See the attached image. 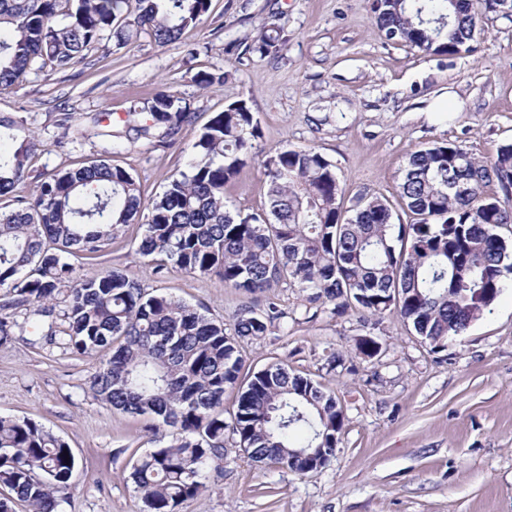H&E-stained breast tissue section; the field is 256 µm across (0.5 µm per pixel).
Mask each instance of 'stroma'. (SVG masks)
Here are the masks:
<instances>
[{
	"mask_svg": "<svg viewBox=\"0 0 512 512\" xmlns=\"http://www.w3.org/2000/svg\"><path fill=\"white\" fill-rule=\"evenodd\" d=\"M271 24L283 27L285 46L245 53ZM480 27L474 53L448 56L387 41L368 0H212L208 17L177 42L160 46L143 36L51 76L31 72L0 93V113L25 118L43 140L32 170L55 171L107 150L102 140L78 137L87 114L108 112L120 125L131 104L155 92L183 99L197 123L183 128L175 146L155 148L142 138L112 158L150 197L185 169L199 125L243 99L259 121L261 154L315 147L335 165L346 199L366 191L395 204L412 151L455 142L485 160L512 142V19L489 13ZM199 72L219 80L199 86ZM450 91L460 110L433 111ZM266 191L255 160L224 197L260 214ZM141 235L139 225H128L100 258L73 265L81 274L131 269L148 290L228 327L245 306L277 302L285 313L280 328L241 342L242 380L284 364L334 394L345 414L342 442L323 468L301 477L256 465L230 445L208 467L205 490L179 512H512V284L442 355L394 313L376 323L355 309L336 315L333 303L307 301L285 284L249 298L216 275L155 274L134 253ZM365 336L380 346L375 357L356 347ZM334 352L344 364L330 371ZM97 365V357L55 345L0 346V416L35 421L71 448L78 467L60 512H143L131 467L168 444L171 429L100 403L88 388Z\"/></svg>",
	"mask_w": 512,
	"mask_h": 512,
	"instance_id": "stroma-1",
	"label": "stroma"
}]
</instances>
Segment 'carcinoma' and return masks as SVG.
<instances>
[{
    "instance_id": "carcinoma-1",
    "label": "carcinoma",
    "mask_w": 512,
    "mask_h": 512,
    "mask_svg": "<svg viewBox=\"0 0 512 512\" xmlns=\"http://www.w3.org/2000/svg\"><path fill=\"white\" fill-rule=\"evenodd\" d=\"M211 0H0V90L38 68L59 71L89 52L126 45L141 32L165 45L209 13ZM389 41L434 54L471 53L482 15L509 14L512 0H372ZM286 43L272 26L247 53ZM121 128L97 112L87 138L112 140V153L140 138L171 147L195 120L189 104L164 91L133 105ZM21 117L0 116V201L29 178L43 141ZM258 121L240 99L215 113L191 144L188 169L145 199L123 166L91 160L40 174L34 192L0 206V346L31 335L99 355L93 395L120 413L148 415L174 429L172 440L135 462L130 477L147 512H179L206 488V468L224 458L226 433L256 463L306 475L290 448H318L326 463L344 433L342 406L311 379L271 365L242 387L232 422L224 393L241 387L239 340L259 339L286 313L270 302L224 324L182 299L146 293L136 274L103 269L76 275L68 257L98 258L123 227H145L136 249L161 274L224 279L245 294L286 283L380 317L395 312L432 351L463 335L512 277V241L498 229L512 210L485 188L512 187V143L483 160L457 143L409 154L398 184L410 221H394L387 199L360 194L343 206L336 166L311 147L286 148L263 161L268 211H231L224 188L256 156ZM76 459L60 437L29 419L0 417V512H60Z\"/></svg>"
}]
</instances>
